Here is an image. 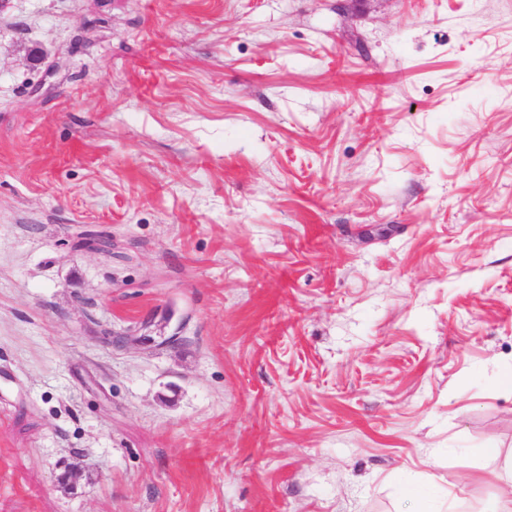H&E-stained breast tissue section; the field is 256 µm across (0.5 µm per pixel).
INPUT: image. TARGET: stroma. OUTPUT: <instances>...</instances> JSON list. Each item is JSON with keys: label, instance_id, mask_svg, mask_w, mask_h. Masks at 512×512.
Returning a JSON list of instances; mask_svg holds the SVG:
<instances>
[{"label": "stroma", "instance_id": "stroma-1", "mask_svg": "<svg viewBox=\"0 0 512 512\" xmlns=\"http://www.w3.org/2000/svg\"><path fill=\"white\" fill-rule=\"evenodd\" d=\"M510 370L512 0L0 10V512H491Z\"/></svg>", "mask_w": 512, "mask_h": 512}]
</instances>
